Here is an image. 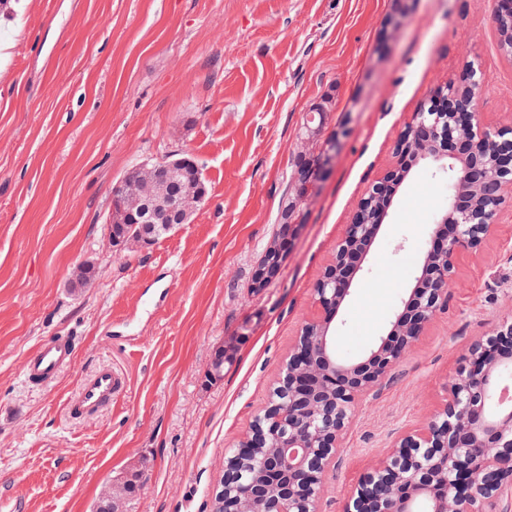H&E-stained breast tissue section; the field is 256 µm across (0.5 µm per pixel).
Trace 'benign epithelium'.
<instances>
[{
  "instance_id": "1",
  "label": "benign epithelium",
  "mask_w": 512,
  "mask_h": 512,
  "mask_svg": "<svg viewBox=\"0 0 512 512\" xmlns=\"http://www.w3.org/2000/svg\"><path fill=\"white\" fill-rule=\"evenodd\" d=\"M453 121L440 123L442 113L422 106L405 125L396 145L398 163L373 182L359 200L345 235L314 288L315 314L306 322L288 355L285 368L268 390L237 446L252 445L267 418L277 385L288 383V430L270 428L267 453L278 464L280 490L288 495V512H319L324 476L334 465L352 414L362 396L388 376L426 326L446 305L453 262L462 249L476 250L490 236L505 208L499 193L484 197L489 179L512 182V126H484L475 99L442 95ZM490 145L494 177L488 176L484 151ZM298 152V193L308 196L323 173L322 156ZM425 162L448 173L453 191L441 223L448 235L430 245L421 275L402 300L391 328L366 355L352 361L336 356L329 336L332 318L351 294L356 262L369 252L381 225L365 224L363 214L376 207L387 189L402 183L409 163ZM202 170L185 153L178 159L146 161L130 168L114 187L117 207L107 221L106 245L115 250H142L160 236L189 223L204 201ZM94 267L79 263L70 286L92 288ZM512 367V325L471 342L464 365L448 382V399L430 421L399 438L390 452L358 478L347 512H413L426 500L431 512H485L512 486V403L499 400L507 386L501 378ZM236 457L227 459L212 492L222 512H261L265 486L248 496L230 489L240 474Z\"/></svg>"
}]
</instances>
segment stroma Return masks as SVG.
I'll use <instances>...</instances> for the list:
<instances>
[{
	"mask_svg": "<svg viewBox=\"0 0 512 512\" xmlns=\"http://www.w3.org/2000/svg\"><path fill=\"white\" fill-rule=\"evenodd\" d=\"M0 29V512H94L102 486L141 475L123 512H212L230 448L263 405L366 187L430 92L467 64L491 85L485 126L512 124V58L493 0H27ZM322 110L329 172L299 207L279 276L254 270L296 190L304 125ZM189 150L208 195L149 249L104 246L112 188L132 166ZM448 177L412 167L351 295L330 324L357 358L415 285ZM97 264L95 288L69 278ZM512 323V208L455 260L448 307L356 408L321 512H344L359 476L444 404L465 347ZM70 336L50 387L24 381L38 343ZM236 347L221 381L205 373ZM102 365L125 391L74 421L66 398Z\"/></svg>",
	"mask_w": 512,
	"mask_h": 512,
	"instance_id": "stroma-1",
	"label": "stroma"
}]
</instances>
